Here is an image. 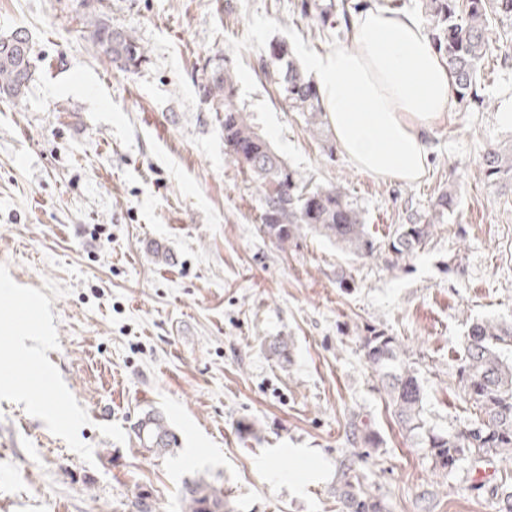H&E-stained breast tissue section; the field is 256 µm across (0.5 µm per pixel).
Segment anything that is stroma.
Segmentation results:
<instances>
[{
	"label": "stroma",
	"mask_w": 512,
	"mask_h": 512,
	"mask_svg": "<svg viewBox=\"0 0 512 512\" xmlns=\"http://www.w3.org/2000/svg\"><path fill=\"white\" fill-rule=\"evenodd\" d=\"M98 18L147 48L136 72L95 53ZM16 29L36 72L22 102L0 99V512H182L200 477L233 512H344L346 456L383 512H492L512 458L437 469L388 410L363 340L407 349L436 433L474 423L468 328L512 326V184L481 166L512 144V65L485 61L489 105L452 103L407 183L312 135L258 70L275 40L302 63L347 44L311 30L300 0H0V34ZM216 66L285 162L343 186L377 241L451 186L456 209L400 259L353 261L310 234L279 250L199 93ZM280 336L284 360L269 352ZM150 408L177 438L163 454L137 445ZM355 416L378 447L352 440Z\"/></svg>",
	"instance_id": "1"
}]
</instances>
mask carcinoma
Here are the masks:
<instances>
[{"label":"carcinoma","instance_id":"1","mask_svg":"<svg viewBox=\"0 0 512 512\" xmlns=\"http://www.w3.org/2000/svg\"><path fill=\"white\" fill-rule=\"evenodd\" d=\"M338 4L301 0V15L321 28H334ZM432 43L445 62L450 92L459 103L484 104L480 94L485 58L495 52L504 61L512 54L493 36L494 21L512 22V0H422ZM94 51L126 72L136 71L146 59L145 48L131 34L117 32L102 19L89 32ZM261 72L294 112L305 117L314 132L323 126L316 82L295 60L284 41L269 44L258 56ZM34 75L30 44L15 54L0 53V97L20 101ZM202 99L224 130L227 154L240 162L238 148L258 151L261 160L244 167L260 191V230L279 249L307 230L336 244L354 260L372 257L380 250L366 229L363 212L346 190L337 185H314L291 168L271 143L257 131L249 114L239 106L237 81L228 68L217 67L200 87ZM483 165L491 184L512 182V149L488 146ZM458 203L454 189L440 192L434 211L425 220L397 224L388 233V250L409 256L421 249L432 228L444 221ZM365 357L387 396L398 424L409 437L428 448L436 466L453 469L463 459L491 463L496 457L512 458V361L501 356L502 346L512 345V327L493 321L473 324L465 355L459 365L462 398L476 405L479 416L471 426L441 435L427 426L423 415V389L413 363L394 336H367ZM336 491L346 512H382L381 504L361 488L353 460L339 466ZM185 512H231L227 494L204 479L185 485Z\"/></svg>","mask_w":512,"mask_h":512}]
</instances>
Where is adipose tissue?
Listing matches in <instances>:
<instances>
[{"label": "adipose tissue", "mask_w": 512, "mask_h": 512, "mask_svg": "<svg viewBox=\"0 0 512 512\" xmlns=\"http://www.w3.org/2000/svg\"><path fill=\"white\" fill-rule=\"evenodd\" d=\"M339 148L382 179L419 181L427 140L450 105L449 76L411 11L377 7L352 24L350 45L307 61Z\"/></svg>", "instance_id": "adipose-tissue-1"}]
</instances>
